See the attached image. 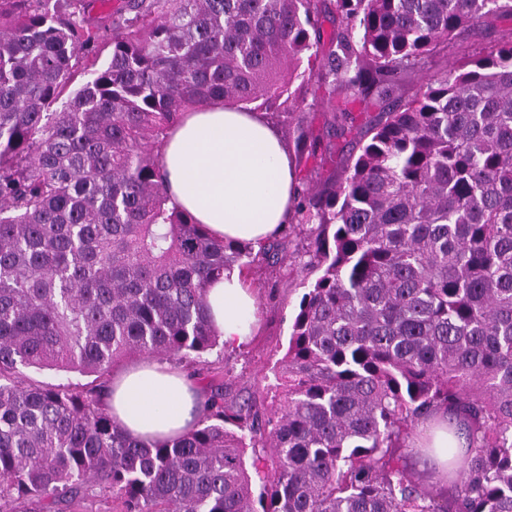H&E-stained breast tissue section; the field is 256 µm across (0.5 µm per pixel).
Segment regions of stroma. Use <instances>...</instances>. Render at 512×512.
Returning a JSON list of instances; mask_svg holds the SVG:
<instances>
[{"label": "stroma", "mask_w": 512, "mask_h": 512, "mask_svg": "<svg viewBox=\"0 0 512 512\" xmlns=\"http://www.w3.org/2000/svg\"><path fill=\"white\" fill-rule=\"evenodd\" d=\"M298 94L309 106L308 121L314 137L321 142L322 163L299 159L287 122H274L273 127L290 149L297 177L308 178L310 184L321 188L341 178L348 153L366 141L367 129L382 117V106L378 103L354 106L353 122L342 135L331 139L327 136L326 124L338 108V101L316 94L307 86L299 87ZM307 246L305 233H298L288 244L286 262L267 266L259 272L254 283L258 297V330L241 345L225 348L218 365L225 389L237 398L252 401L263 411L271 406V398L264 388L275 381L274 373L288 346L293 314L303 293L304 265L309 259Z\"/></svg>", "instance_id": "35a3bbf8"}]
</instances>
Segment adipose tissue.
<instances>
[{"instance_id": "obj_1", "label": "adipose tissue", "mask_w": 512, "mask_h": 512, "mask_svg": "<svg viewBox=\"0 0 512 512\" xmlns=\"http://www.w3.org/2000/svg\"><path fill=\"white\" fill-rule=\"evenodd\" d=\"M172 205L217 239L258 246L290 222L297 195L288 149L258 112L214 103L183 113L161 151ZM225 345L250 335L257 297L239 271L225 272L207 294ZM200 392L168 362L139 363L112 379L113 421L135 438L163 441L193 429Z\"/></svg>"}]
</instances>
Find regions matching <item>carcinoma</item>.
<instances>
[{
    "instance_id": "1",
    "label": "carcinoma",
    "mask_w": 512,
    "mask_h": 512,
    "mask_svg": "<svg viewBox=\"0 0 512 512\" xmlns=\"http://www.w3.org/2000/svg\"><path fill=\"white\" fill-rule=\"evenodd\" d=\"M493 14L512 0H0V512H83L107 493L121 512H512V38L402 94ZM297 79L396 102L339 185H304L257 249L168 206L164 139L209 101L280 102L316 156ZM295 224L316 277L277 402L218 383L190 432L126 434L105 403L112 364L223 354L208 285L283 261ZM29 368L92 380L27 383ZM439 410L448 473L426 486L410 460Z\"/></svg>"
}]
</instances>
